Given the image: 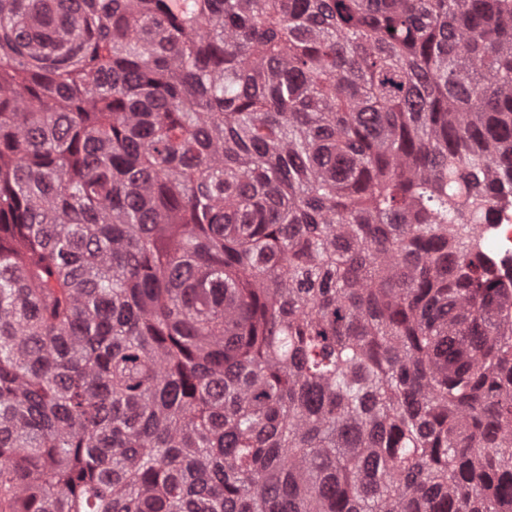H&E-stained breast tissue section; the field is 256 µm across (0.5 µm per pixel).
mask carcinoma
<instances>
[{"label": "carcinoma", "mask_w": 512, "mask_h": 512, "mask_svg": "<svg viewBox=\"0 0 512 512\" xmlns=\"http://www.w3.org/2000/svg\"><path fill=\"white\" fill-rule=\"evenodd\" d=\"M512 0H0V512H512ZM487 246L496 268L498 264L506 275L512 274V191L509 189L497 197L487 223Z\"/></svg>", "instance_id": "cac0c4a2"}]
</instances>
